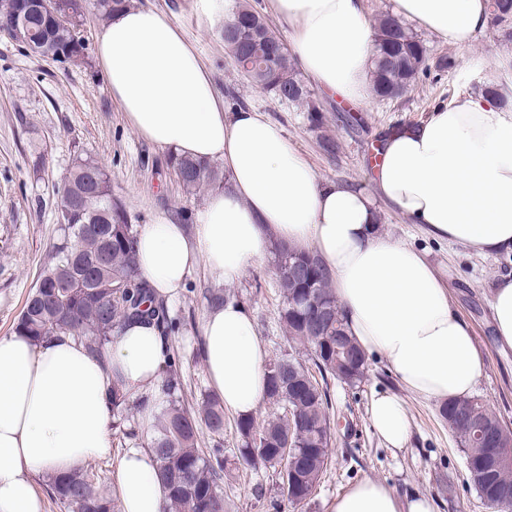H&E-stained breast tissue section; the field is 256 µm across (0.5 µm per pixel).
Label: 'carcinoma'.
Wrapping results in <instances>:
<instances>
[{"label":"carcinoma","instance_id":"1","mask_svg":"<svg viewBox=\"0 0 512 512\" xmlns=\"http://www.w3.org/2000/svg\"><path fill=\"white\" fill-rule=\"evenodd\" d=\"M82 15L56 31L60 40L58 61H70L83 53L77 44V27ZM489 23L503 36L512 38V0H489ZM224 29L239 40L226 43L254 59V83L276 99L300 106L307 112L313 130L324 125L319 105L294 67L288 46L264 19L251 8L238 5ZM371 91L381 99L401 96L419 75L452 73L456 61L450 55L429 60L425 44L401 21L386 14L374 27ZM180 185L194 192L216 180L215 171L188 157L172 158ZM101 165L89 156H77L58 194L68 203H80L87 191L88 172ZM97 203L82 210L57 206L61 235L52 247L50 259L28 294L15 327L40 341L58 333L83 342L95 355L104 357L111 336L134 320L156 324L170 342L175 325L166 301L141 277L136 262L138 229L128 223L124 207L112 198V179L103 171L95 185ZM277 283L282 295L280 321L290 339L312 349L313 363L322 380L327 376L354 387L368 367L366 353L348 336L345 318L331 290L328 271L311 251L283 243L272 249ZM306 367L295 354L282 356L268 365L266 399L281 405L283 398L303 427L293 433L296 446L288 460L281 448L288 440V421L275 418L261 429L252 419L238 420L242 439L238 449L246 464L261 462L279 470L282 496L293 505L305 503L319 485L329 458L330 420L327 389L318 381L305 379ZM181 359L168 355L160 384L166 405L151 412L146 422L148 442L156 460L158 478L165 489L167 512H226L222 485L224 464L209 458L198 448L199 429L221 439L224 435V407L217 396L205 395L194 412L181 407ZM130 395L118 383L112 384V425H121ZM441 416L463 449L470 468L478 469L485 449L475 442V422L512 451V429L483 402L473 397L450 402ZM475 489L491 506L512 503V465L490 469L488 483ZM48 492L64 512H117L118 499L110 498L96 486L94 474L82 470L50 476Z\"/></svg>","mask_w":512,"mask_h":512}]
</instances>
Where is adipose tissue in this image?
I'll return each mask as SVG.
<instances>
[{"instance_id":"1","label":"adipose tissue","mask_w":512,"mask_h":512,"mask_svg":"<svg viewBox=\"0 0 512 512\" xmlns=\"http://www.w3.org/2000/svg\"><path fill=\"white\" fill-rule=\"evenodd\" d=\"M272 9L310 82L352 103L365 99L374 31L361 0H272ZM392 14L455 46L470 45L488 25L486 0H393ZM95 57L140 137L224 166V186L196 211L194 232L165 217L139 230L138 267L156 293L175 299L201 265L235 284L277 241L310 250L330 274L349 334L383 356L407 391L428 400L472 396L485 370L472 332L425 252L379 231L378 204L437 240L512 253V112L486 96L434 108L379 143L365 190L321 179L258 109L227 110L208 68L156 10L112 11ZM490 308L497 343L512 349V278L495 284ZM202 351L225 411L256 414L268 352L247 309L233 301L210 309ZM167 362L163 339L146 322L128 323L103 360L65 334L40 342L19 329L0 336V512H43L36 475L113 458L110 378L137 395L159 385ZM369 417L388 446H404L402 398L378 395ZM117 460L121 512H163L150 449L128 448ZM333 512H430V504L402 503L366 479L337 497Z\"/></svg>"}]
</instances>
